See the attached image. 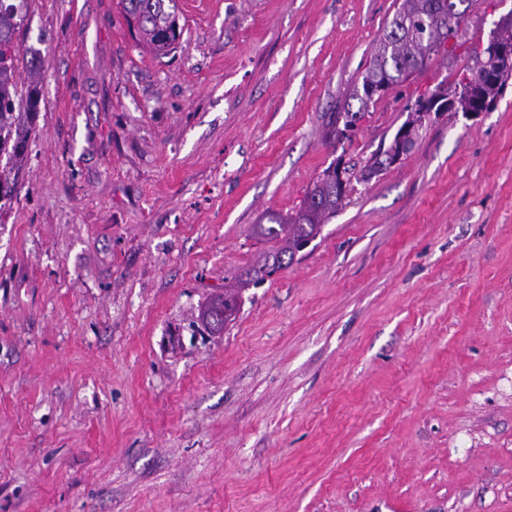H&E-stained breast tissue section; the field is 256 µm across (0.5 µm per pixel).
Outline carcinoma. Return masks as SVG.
Returning <instances> with one entry per match:
<instances>
[{"instance_id": "cac0c4a2", "label": "carcinoma", "mask_w": 512, "mask_h": 512, "mask_svg": "<svg viewBox=\"0 0 512 512\" xmlns=\"http://www.w3.org/2000/svg\"><path fill=\"white\" fill-rule=\"evenodd\" d=\"M175 0H121L129 24L135 31L137 42L158 56L170 54L181 37ZM475 0H401L383 36L379 39L373 59L362 74L361 84L354 86L353 98L367 107L375 97L398 85L412 74L424 69L432 55L448 44V40L463 39L461 18L457 4L472 6ZM30 23L29 0H0V47L6 46L10 55H0V214L12 209L18 198L23 173L28 158L30 142L36 134V119L42 97L43 59L41 53L25 46ZM512 46V17L501 21L491 31L487 45L474 52L471 75L484 70L512 71V57L499 56L501 47ZM29 74L28 81L17 80L19 66ZM437 92L451 94L448 111L467 112L472 100L496 101L500 95L498 85L475 81L468 86L455 83L448 91L439 87ZM408 117L403 126L422 128L427 118L419 102L407 106ZM363 112H338L328 123L327 138L343 135V129L358 123ZM415 140L393 139L386 149L373 157L370 170L379 171L393 164L400 155L412 150ZM346 182L324 170L307 195L301 209L287 218L274 215L267 224H256L253 233L277 244L269 253L259 271L276 269L293 260L300 247L314 239L323 224L336 215L342 205ZM240 292L227 290L214 297L202 310L201 317L216 329L224 326L225 300H237Z\"/></svg>"}]
</instances>
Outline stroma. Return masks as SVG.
Masks as SVG:
<instances>
[{
	"label": "stroma",
	"instance_id": "obj_1",
	"mask_svg": "<svg viewBox=\"0 0 512 512\" xmlns=\"http://www.w3.org/2000/svg\"><path fill=\"white\" fill-rule=\"evenodd\" d=\"M399 0H32L46 58L0 217V512H512V77L353 183L292 263L252 227L473 67L512 0L361 107ZM364 109L352 137L326 117ZM245 281L223 330L199 319ZM137 42L158 56L170 54L181 37L175 0H121Z\"/></svg>",
	"mask_w": 512,
	"mask_h": 512
}]
</instances>
